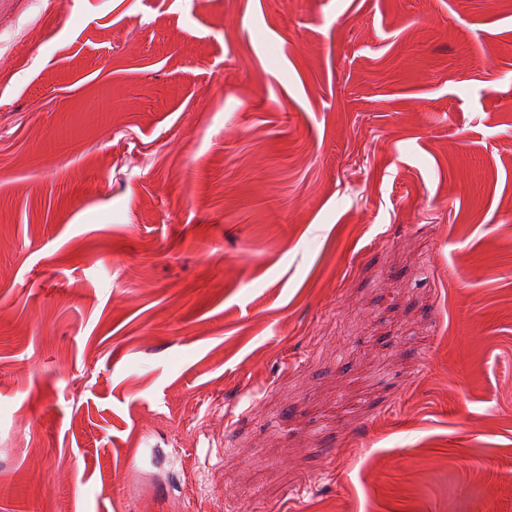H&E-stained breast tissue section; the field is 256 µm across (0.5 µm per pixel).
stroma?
I'll return each mask as SVG.
<instances>
[{
    "label": "stroma",
    "instance_id": "35a3bbf8",
    "mask_svg": "<svg viewBox=\"0 0 512 512\" xmlns=\"http://www.w3.org/2000/svg\"><path fill=\"white\" fill-rule=\"evenodd\" d=\"M0 512H512V0H0Z\"/></svg>",
    "mask_w": 512,
    "mask_h": 512
}]
</instances>
